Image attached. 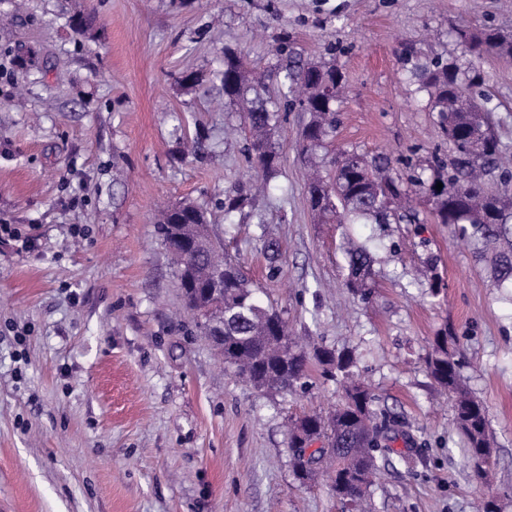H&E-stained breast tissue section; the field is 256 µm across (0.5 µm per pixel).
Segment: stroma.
<instances>
[{"label": "stroma", "instance_id": "1", "mask_svg": "<svg viewBox=\"0 0 512 512\" xmlns=\"http://www.w3.org/2000/svg\"><path fill=\"white\" fill-rule=\"evenodd\" d=\"M81 15L92 25L79 35ZM483 25L512 32V0H0V224L37 240L25 250L0 237V512H337L324 484L294 479L286 423L328 411L342 390L315 365L306 388L262 393L219 364L156 232L159 211L185 199L208 209L212 236L294 335L352 351L402 420L394 447L408 459L371 488L373 512H476L489 495L512 512V288L428 211L416 224L320 222L295 149L305 112L277 130L264 225L225 223L219 206L255 174L241 114L212 78L225 47L268 71L285 32L339 67L328 152L387 154L403 178L448 143L398 64L400 43L452 60L455 30ZM482 67L512 155V58ZM200 130L208 141L186 155ZM266 237L281 253L274 278ZM352 245L374 257L366 299L345 286ZM442 331L488 411L482 480L426 369Z\"/></svg>", "mask_w": 512, "mask_h": 512}]
</instances>
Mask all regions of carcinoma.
Segmentation results:
<instances>
[{
    "mask_svg": "<svg viewBox=\"0 0 512 512\" xmlns=\"http://www.w3.org/2000/svg\"><path fill=\"white\" fill-rule=\"evenodd\" d=\"M468 29L456 31L457 44L467 39ZM469 40V39H467ZM279 63L269 74L257 76L244 56L224 50V68L215 77L224 88V99L242 105L244 150L251 166L266 181L281 169L282 152L272 136L281 114L294 108L310 114L303 129L300 150L310 164L316 151L325 147L336 133L337 94L343 74L335 65L304 62L288 36L278 38L275 47ZM466 63H448L435 57L420 62L421 51L414 44L401 47L399 60L414 77L417 92L428 98L431 111L438 114L448 138V161L436 157L430 176L416 172L407 181L390 174L391 161L378 156L369 161L363 155L343 150L331 159L333 179L315 175L308 187L310 208L325 221L348 224H417L419 216L408 207L411 194H423L432 204L431 214L439 224L450 226L455 237L474 245L481 256L491 255L496 283L512 280V195L492 189L498 178L506 186L512 169L502 159L500 143L488 117V110L475 96L485 84L481 61L490 55L512 56V36L495 28L481 30L462 50ZM275 90H270L269 85ZM442 189H436L437 183ZM253 194L242 188L224 192V219L253 207ZM210 223L207 208L181 202L168 208L157 224L162 242L193 238L197 225ZM223 243L209 238L207 247L172 254L186 306L204 319L197 322L230 370L252 388L279 392L293 388L307 378L311 361L323 366L328 380L347 379L355 367L350 351L336 352L324 346L308 351L300 347L288 330L282 313L265 305L257 289L244 275L239 262L220 258ZM268 275L281 273L276 242L264 241ZM347 288L363 296L373 287L370 253L355 247L348 251ZM463 357L448 351L447 337L436 336L426 368L434 382L452 400L455 421L467 442V460L477 476L484 473L483 458L490 448L487 410L463 387ZM375 397L362 382L352 381L345 398L326 415L308 414L288 427L292 448V472L301 484L324 477L331 495L340 503L350 499L354 512H365L364 495L378 478L390 456L403 457L392 448L398 429L396 417L374 408ZM321 447L316 448L314 444Z\"/></svg>",
    "mask_w": 512,
    "mask_h": 512,
    "instance_id": "obj_1",
    "label": "carcinoma"
}]
</instances>
